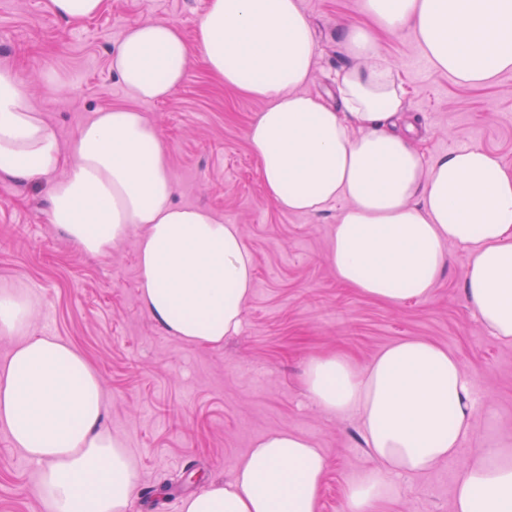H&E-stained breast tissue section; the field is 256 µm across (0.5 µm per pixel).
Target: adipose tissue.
Here are the masks:
<instances>
[{"label": "adipose tissue", "instance_id": "obj_1", "mask_svg": "<svg viewBox=\"0 0 512 512\" xmlns=\"http://www.w3.org/2000/svg\"><path fill=\"white\" fill-rule=\"evenodd\" d=\"M364 9L390 32L409 31L457 81L512 71V0H364ZM339 38L351 59L337 75L340 112L305 90L314 40L300 0H208L191 43L174 24L135 23L112 68L134 98L161 100L199 53L219 83L264 104L247 139L266 196L291 213L342 203L328 247L341 283L391 304L424 301L459 247L467 301L512 344V168L477 145L425 156L371 33L347 23ZM169 156L156 125L126 107L93 112L62 148L16 76L0 70V173L44 181L50 223L87 255L137 235L144 308L171 335L218 345L241 325L253 258L238 225L174 202ZM30 316L24 292L0 290L1 335L23 332ZM304 383L327 413L358 419L379 463L348 486L351 512L397 494L389 472L421 474L452 457L478 412L457 358L422 339L399 340L360 369L335 354L315 358ZM106 407L98 373L60 337H28L0 365V424L38 465L33 492L50 512H122L133 495L135 466L104 424ZM324 469L308 439L274 432L181 512H317ZM453 512H512V444L465 471Z\"/></svg>", "mask_w": 512, "mask_h": 512}]
</instances>
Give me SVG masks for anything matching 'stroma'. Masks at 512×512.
<instances>
[{"mask_svg":"<svg viewBox=\"0 0 512 512\" xmlns=\"http://www.w3.org/2000/svg\"><path fill=\"white\" fill-rule=\"evenodd\" d=\"M314 28L315 68L307 90L335 102V79L350 59L337 28L360 24L395 69L426 155L477 144L512 167V72L469 85L435 72L409 32L380 28L363 0H301ZM208 0H103L83 21L54 15L49 0H0V68L16 73L25 102L69 145L89 113L138 109L171 147L174 201L204 206L240 225L255 264L242 326L222 346L169 335L143 309L137 238L107 258L85 255L48 221L45 188L0 176V287L23 282L35 297L30 333L60 336L98 370L106 426L122 437L136 467L131 512H180L184 496L229 477L255 442L276 431L302 435L326 459L319 512H344L351 481L376 467L356 418L332 417L307 394L309 358L338 354L362 367L405 338L433 342L472 377L479 411L452 460L397 477L399 491L371 512H453L466 468L512 439V344L483 326L462 292L464 253L451 262L428 300L393 306L340 283L326 260L341 210L290 213L268 200L260 161L246 131L261 101L219 85L192 55L183 85L166 99L141 102L123 86L111 55L125 29L143 20L177 25L194 40ZM37 467L0 426V512H44L31 489ZM176 486L154 506L150 491Z\"/></svg>","mask_w":512,"mask_h":512,"instance_id":"obj_1","label":"stroma"}]
</instances>
